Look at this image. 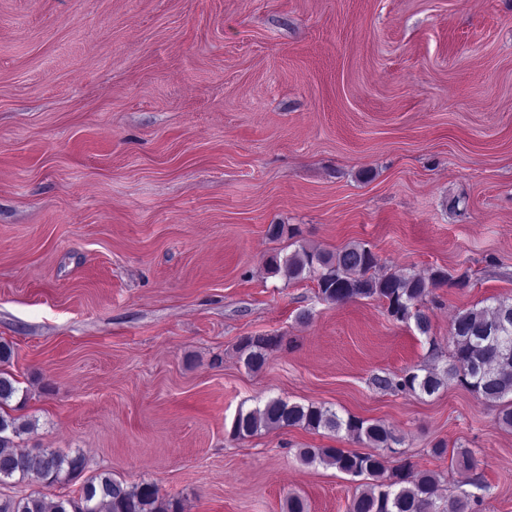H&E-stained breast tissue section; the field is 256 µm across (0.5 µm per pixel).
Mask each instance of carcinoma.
I'll use <instances>...</instances> for the list:
<instances>
[{"instance_id":"carcinoma-1","label":"carcinoma","mask_w":512,"mask_h":512,"mask_svg":"<svg viewBox=\"0 0 512 512\" xmlns=\"http://www.w3.org/2000/svg\"><path fill=\"white\" fill-rule=\"evenodd\" d=\"M268 271L277 274L284 269L291 280L316 282L322 299L343 304L356 299L376 298L383 302L387 314L401 322L414 320L424 335L431 330L427 298L432 289L448 283V273L437 269L427 277L408 273H378L379 259L366 245L351 243L327 253L306 247L296 250L285 260L272 257ZM448 342L451 346L448 367L439 372L416 368L408 371L397 385L404 391L432 395L455 382L497 409L496 424L512 429V302L500 300L493 306L459 310L454 315ZM281 343L276 336H247L241 341L247 352L245 363L259 371L268 352ZM16 380L0 370V484L11 480H34L51 486L81 477L87 468L84 455H63L41 449L36 453L17 448L14 438L30 428V423L3 410L17 396ZM302 427L339 433L344 430L357 441L373 448L371 453L347 451L343 448H301L298 458L311 464L319 461L352 477H363L349 505V512H470L471 495L463 491L448 498L439 510L436 501L437 475L417 471L408 462L388 469L393 449L403 444L395 429L380 421L369 422L353 416L343 418L337 412L314 404L287 403L279 398L267 400L263 406L239 410L231 434L244 439L261 429ZM433 456L449 457V467L470 471L475 467L471 450L448 451L447 445L436 444ZM0 512H180L176 502L163 503L158 488L151 483L130 487L125 482L100 472L87 477L78 498L47 500L40 494L0 498Z\"/></svg>"}]
</instances>
